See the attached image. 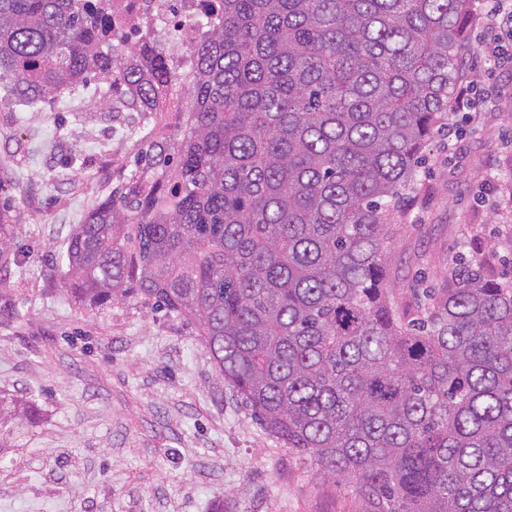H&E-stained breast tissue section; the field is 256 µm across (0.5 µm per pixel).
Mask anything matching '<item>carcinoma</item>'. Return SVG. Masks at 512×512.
I'll list each match as a JSON object with an SVG mask.
<instances>
[{"label": "carcinoma", "instance_id": "obj_1", "mask_svg": "<svg viewBox=\"0 0 512 512\" xmlns=\"http://www.w3.org/2000/svg\"><path fill=\"white\" fill-rule=\"evenodd\" d=\"M112 2L0 0V81L33 112L94 76L161 125L188 85L176 134L147 133L70 236L71 297L188 318L266 430L367 512H512V224L444 288L391 284L472 0H206L184 73Z\"/></svg>", "mask_w": 512, "mask_h": 512}]
</instances>
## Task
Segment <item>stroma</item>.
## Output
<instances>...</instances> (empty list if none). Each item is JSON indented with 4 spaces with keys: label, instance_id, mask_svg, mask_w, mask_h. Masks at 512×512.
Wrapping results in <instances>:
<instances>
[{
    "label": "stroma",
    "instance_id": "stroma-1",
    "mask_svg": "<svg viewBox=\"0 0 512 512\" xmlns=\"http://www.w3.org/2000/svg\"><path fill=\"white\" fill-rule=\"evenodd\" d=\"M462 68L477 91L454 116L455 142L426 147L422 189L396 239L395 282L442 285L467 228L493 240L512 224L496 200L512 183V42ZM82 88L24 112L0 89V203L15 219L0 251V397L31 403L34 423L0 449V512H367L346 485L266 431L218 373L193 324L129 297L75 302L57 260L82 215L153 128Z\"/></svg>",
    "mask_w": 512,
    "mask_h": 512
}]
</instances>
